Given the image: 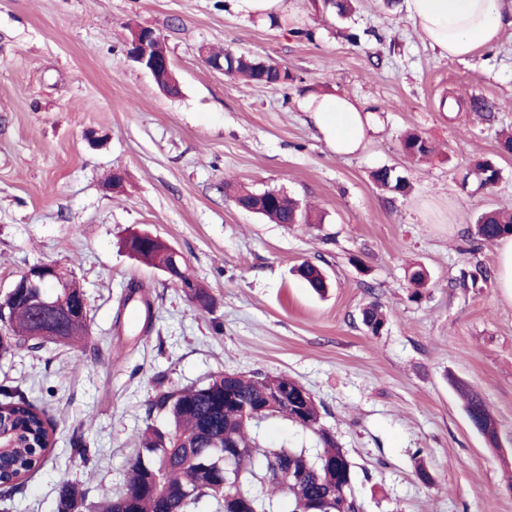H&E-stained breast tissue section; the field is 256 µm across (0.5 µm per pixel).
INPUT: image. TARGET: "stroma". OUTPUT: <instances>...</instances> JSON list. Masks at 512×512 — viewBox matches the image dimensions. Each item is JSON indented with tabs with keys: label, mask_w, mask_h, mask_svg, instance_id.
Wrapping results in <instances>:
<instances>
[{
	"label": "stroma",
	"mask_w": 512,
	"mask_h": 512,
	"mask_svg": "<svg viewBox=\"0 0 512 512\" xmlns=\"http://www.w3.org/2000/svg\"><path fill=\"white\" fill-rule=\"evenodd\" d=\"M225 3L0 0V292L30 266L60 265L80 282L90 324L82 348L0 357V386L20 387L57 438L8 512H54L65 475L91 502L120 489L158 385L231 370L282 373L312 393L355 467L363 512H512V301L495 281L461 280L498 266L496 244L471 235L478 213L512 212V154L498 137L512 131V28L457 60L422 40L405 0H354L342 17L298 0L296 35ZM141 26L160 37L178 94L129 58L125 40ZM226 50L290 78L224 75L208 59ZM336 91L380 113L361 155L336 156L297 108L299 96ZM472 96L494 102V121L469 110ZM409 132L432 145L425 161L404 156ZM480 159L500 168L494 187L474 174ZM381 167L410 192L377 187ZM240 186L282 190L314 221L246 212L232 197ZM142 231L183 255L211 310L124 250ZM305 261L326 272L325 297L296 275ZM415 267L427 273L417 301ZM133 282L152 302L150 328L123 304ZM374 300L387 314L376 336L361 318ZM459 382L485 399L497 445L472 427ZM75 436L88 462L72 456Z\"/></svg>",
	"instance_id": "1"
}]
</instances>
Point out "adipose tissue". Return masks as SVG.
Returning a JSON list of instances; mask_svg holds the SVG:
<instances>
[{"label":"adipose tissue","mask_w":512,"mask_h":512,"mask_svg":"<svg viewBox=\"0 0 512 512\" xmlns=\"http://www.w3.org/2000/svg\"><path fill=\"white\" fill-rule=\"evenodd\" d=\"M406 6L410 20L445 58L462 59L494 46L512 26V0H406ZM298 107L339 156L361 152L381 127L376 112L345 92L309 93Z\"/></svg>","instance_id":"adipose-tissue-1"}]
</instances>
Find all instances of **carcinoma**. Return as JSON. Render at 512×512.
<instances>
[{"instance_id": "obj_1", "label": "carcinoma", "mask_w": 512, "mask_h": 512, "mask_svg": "<svg viewBox=\"0 0 512 512\" xmlns=\"http://www.w3.org/2000/svg\"><path fill=\"white\" fill-rule=\"evenodd\" d=\"M230 76H245L255 82L279 84L288 80V72L276 64L234 55ZM470 110L495 118L494 104L484 97H471ZM403 153L420 160L431 153L418 133L408 134L402 143ZM481 185L494 184L501 170L489 161L475 166ZM377 185L394 194L408 189L406 179L382 167L373 173ZM235 200L261 202L259 214L275 224H311L312 217L281 190L254 191L240 187ZM475 234L494 242L512 235V213L482 211L475 222ZM128 253L149 266L173 264V256L164 242L148 233L133 234L125 240ZM299 276L315 293L328 288L324 273L304 262ZM143 285L132 283L126 300L137 299L151 321V304L142 292ZM50 295L59 308H71L84 300V293L72 284L69 288L45 285L22 288L0 298V317L6 335H0V353L26 350L36 352L43 343L31 335L44 311L35 300ZM362 322L372 335L386 324L382 306L373 302L362 310ZM88 332L87 317L70 322L63 335L52 339L66 346L84 343ZM300 386L285 374L221 371L201 383L159 389L146 404L147 418L162 417L165 425L148 424L136 436L138 447L127 460V480L123 488L98 502L97 512H197L206 503L214 512H311L323 503L338 512H362L358 498L345 501L355 488L356 473L347 453L323 423L324 407L307 397L300 405L280 404L256 416H246L241 405L258 409L276 398L282 388ZM456 390L464 400L465 413L473 425L493 446L497 445V428L489 408L476 390L462 383ZM281 417L311 433L314 448L266 447L258 440L260 423ZM56 445L55 429L45 413L15 389H0V488L9 491L25 486L31 472L42 465ZM261 486V492L253 490ZM86 494L67 477L60 480L55 512H82Z\"/></svg>"}]
</instances>
